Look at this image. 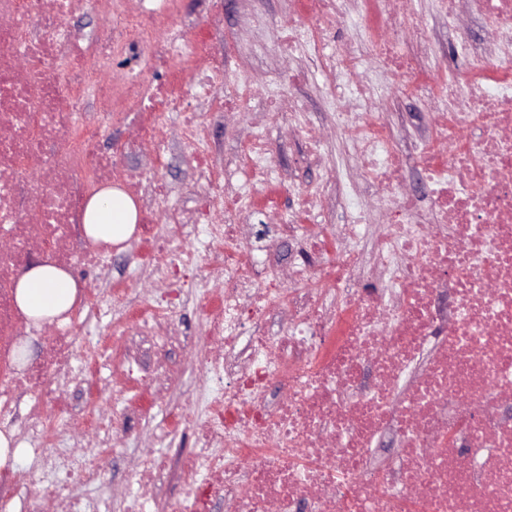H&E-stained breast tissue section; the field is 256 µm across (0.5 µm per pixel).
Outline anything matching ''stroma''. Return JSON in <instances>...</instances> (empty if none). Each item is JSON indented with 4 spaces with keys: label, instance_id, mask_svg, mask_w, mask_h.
Returning a JSON list of instances; mask_svg holds the SVG:
<instances>
[{
    "label": "stroma",
    "instance_id": "obj_1",
    "mask_svg": "<svg viewBox=\"0 0 512 512\" xmlns=\"http://www.w3.org/2000/svg\"><path fill=\"white\" fill-rule=\"evenodd\" d=\"M186 9L174 17L171 31L195 55L186 82L203 76L213 60L226 59L224 82L216 86L211 97L223 96L225 90L241 85V70H249L255 81L269 85L272 91L288 90V74L296 61L281 55L276 35L288 22L289 0H181ZM211 98L188 100L196 112L211 152L215 172L223 179L235 176L245 163V145L256 115L264 113L262 102L250 96L240 97L236 111L216 112ZM179 113H168L165 120L164 153L151 147L123 156L122 164L134 175H153L176 188L174 198L179 210L195 207L205 188L193 176L192 155L178 137ZM265 133L274 155L272 164L284 176L286 185L278 197L275 213L257 212L251 217L253 234L247 247L259 262L275 258L288 266L298 258L297 244L279 248L268 255L266 245L274 235V222L302 220L301 201L305 195L330 196L334 185L322 169L311 165L300 133L287 115L268 118ZM83 297H95L98 309L82 312L78 319L75 361H93L94 379L102 390L97 406H90L83 382L68 391V402L75 415L89 412L99 416L104 430L120 425L119 440L83 434L82 459L91 468L104 473L111 492L124 497L136 489L135 464L154 445L156 453L174 454L191 445L190 437L176 434L156 442V434L165 432L172 411L181 408L186 396L206 384L199 370L207 338L204 303L187 297L174 309L175 334L158 327L147 336L116 318L118 305L105 293L101 282L91 277L79 278Z\"/></svg>",
    "mask_w": 512,
    "mask_h": 512
}]
</instances>
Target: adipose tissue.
Masks as SVG:
<instances>
[{
    "instance_id": "adipose-tissue-1",
    "label": "adipose tissue",
    "mask_w": 512,
    "mask_h": 512,
    "mask_svg": "<svg viewBox=\"0 0 512 512\" xmlns=\"http://www.w3.org/2000/svg\"><path fill=\"white\" fill-rule=\"evenodd\" d=\"M137 210L124 191L106 188L89 199L83 216L87 237L93 244L109 246L126 241L134 231ZM75 280L52 265L32 268L18 282L16 299L25 316L36 323L52 322L74 304Z\"/></svg>"
}]
</instances>
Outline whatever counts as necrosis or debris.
Masks as SVG:
<instances>
[{"instance_id":"necrosis-or-debris-1","label":"necrosis or debris","mask_w":512,"mask_h":512,"mask_svg":"<svg viewBox=\"0 0 512 512\" xmlns=\"http://www.w3.org/2000/svg\"><path fill=\"white\" fill-rule=\"evenodd\" d=\"M409 0H292L287 57L304 54L337 69L324 101L348 134L356 180L336 194L359 197L351 223L326 233L315 217L328 206L305 201V223L283 224V243L300 241L305 260L288 275L257 273L245 199L263 185L277 209L280 182L269 145L255 134L247 179L216 186L194 214L167 209L169 183L132 178L122 155L161 142L167 112L224 81L215 61L197 86L176 72L144 87L115 76L116 58L139 51L158 66L177 57L167 18L178 0L129 12L128 0H104L111 18L101 34L80 37L70 19L88 0H0V428L28 445L29 482L0 471V503L43 498L65 512H111L112 500L87 494L92 473L67 448H49L26 415L30 403L62 411L73 378L76 325L52 334L29 324L16 302L18 279L36 265L81 269L106 278L109 254L93 245L81 219L99 187L127 184L138 198L136 254L147 278L172 284L196 262L155 232L160 216L178 219L224 279L209 288L214 312L200 368L212 388L189 397L208 414H180L193 445L177 460L189 512L215 502L238 512H512V0H442L432 27L413 24L416 52L400 50L396 25ZM353 11L371 44L325 53L322 37ZM480 15L489 36L468 39L461 20ZM463 63L481 64L482 80L448 87V108L416 142L391 147L379 87L399 98L403 82L428 88L421 60L440 33ZM111 102L90 112L88 96ZM147 98L135 138L104 152L101 139L129 97ZM377 208L382 224L366 237ZM223 222H216V215ZM372 286L359 290L362 278ZM289 290L288 330L264 322ZM254 334L242 344L240 328ZM38 344L17 362L22 340ZM283 394L266 401L270 386ZM388 438L395 454L379 459Z\"/></svg>"}]
</instances>
